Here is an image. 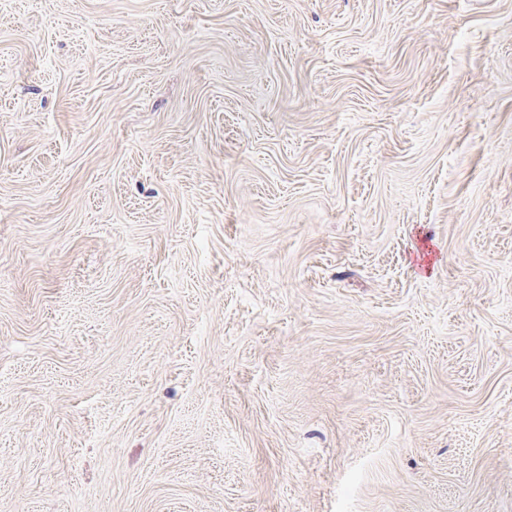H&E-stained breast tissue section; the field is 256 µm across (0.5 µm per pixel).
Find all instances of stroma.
Returning a JSON list of instances; mask_svg holds the SVG:
<instances>
[{
	"mask_svg": "<svg viewBox=\"0 0 512 512\" xmlns=\"http://www.w3.org/2000/svg\"><path fill=\"white\" fill-rule=\"evenodd\" d=\"M0 512H512V0H0Z\"/></svg>",
	"mask_w": 512,
	"mask_h": 512,
	"instance_id": "35a3bbf8",
	"label": "stroma"
}]
</instances>
